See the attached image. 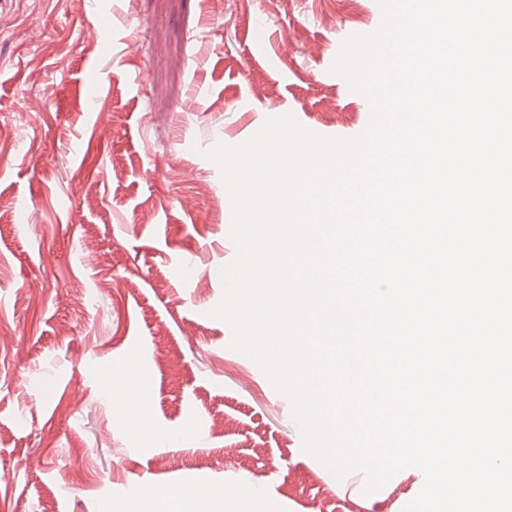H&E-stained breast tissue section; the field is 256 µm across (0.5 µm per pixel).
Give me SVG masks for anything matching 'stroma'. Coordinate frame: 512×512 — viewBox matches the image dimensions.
<instances>
[{"instance_id":"35a3bbf8","label":"stroma","mask_w":512,"mask_h":512,"mask_svg":"<svg viewBox=\"0 0 512 512\" xmlns=\"http://www.w3.org/2000/svg\"><path fill=\"white\" fill-rule=\"evenodd\" d=\"M104 3L107 45L79 0H0V512H111L160 486L188 512H403L423 473L370 494L335 478L211 315L233 207L206 151L249 141L272 103L322 137L366 128L332 66L377 0ZM258 19L284 48L256 51Z\"/></svg>"}]
</instances>
